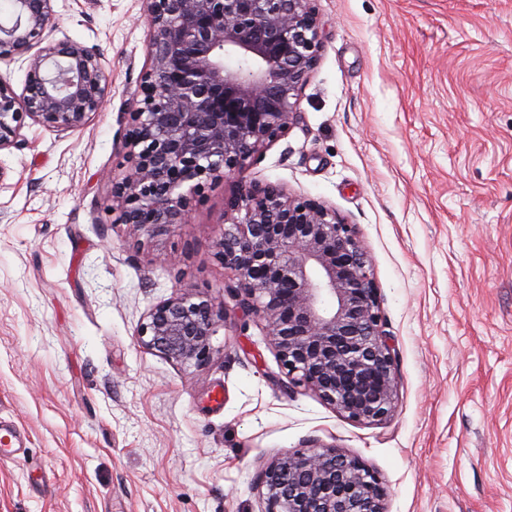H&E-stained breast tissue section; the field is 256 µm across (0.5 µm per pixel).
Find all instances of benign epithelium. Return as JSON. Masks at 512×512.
<instances>
[{
  "mask_svg": "<svg viewBox=\"0 0 512 512\" xmlns=\"http://www.w3.org/2000/svg\"><path fill=\"white\" fill-rule=\"evenodd\" d=\"M53 2L13 0L11 23L0 24V61L26 65L19 94L0 76V151L21 145L27 118L57 132L84 126L111 92L100 52L47 41ZM313 2L145 0L149 65L124 134L130 169L112 180L114 223L146 233L187 223L208 184L285 136L320 55ZM216 255L234 273L242 315L265 323L291 385L354 422L392 414L395 345L351 225L315 199L251 183L225 201ZM224 318L212 299L176 292L147 309L134 340L200 367ZM261 487L262 512H386L376 472L335 447L282 453Z\"/></svg>",
  "mask_w": 512,
  "mask_h": 512,
  "instance_id": "obj_1",
  "label": "benign epithelium"
}]
</instances>
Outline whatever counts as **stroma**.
<instances>
[{
  "instance_id": "1",
  "label": "stroma",
  "mask_w": 512,
  "mask_h": 512,
  "mask_svg": "<svg viewBox=\"0 0 512 512\" xmlns=\"http://www.w3.org/2000/svg\"><path fill=\"white\" fill-rule=\"evenodd\" d=\"M297 120L189 223L135 237L112 180L148 63L143 0H55L52 41L102 49L111 94L1 155L0 512H262L258 476L311 444L359 458L387 512H512V0H315ZM250 182L322 202L367 252L395 341V410L346 419L291 387L215 256ZM225 308L202 367L139 348L174 292ZM23 447L21 432L14 426L4 425L0 420V456L8 457L18 453Z\"/></svg>"
}]
</instances>
